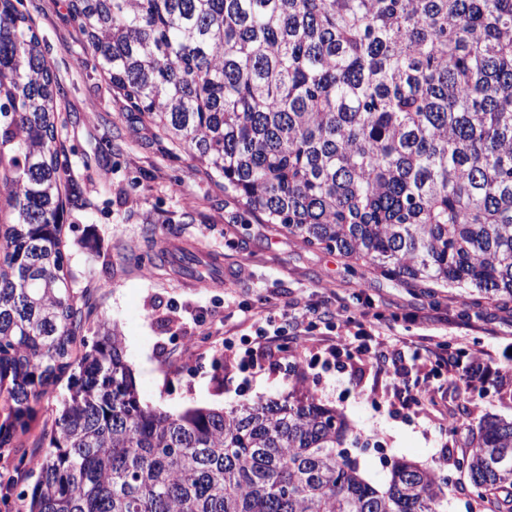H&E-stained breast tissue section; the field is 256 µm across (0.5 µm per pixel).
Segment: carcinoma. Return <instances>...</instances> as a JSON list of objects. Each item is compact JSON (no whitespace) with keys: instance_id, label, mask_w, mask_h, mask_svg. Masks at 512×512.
<instances>
[{"instance_id":"carcinoma-1","label":"carcinoma","mask_w":512,"mask_h":512,"mask_svg":"<svg viewBox=\"0 0 512 512\" xmlns=\"http://www.w3.org/2000/svg\"><path fill=\"white\" fill-rule=\"evenodd\" d=\"M112 85L266 224L351 267L512 300V0H68ZM60 87L0 0V457L32 403L70 392L0 472L27 512H441L448 479L405 459L375 485L345 420L311 393L159 411L122 338L71 288ZM129 379L128 389L106 381ZM477 512H512V418L464 426ZM33 480L21 491L18 485Z\"/></svg>"}]
</instances>
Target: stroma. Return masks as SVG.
<instances>
[{"mask_svg": "<svg viewBox=\"0 0 512 512\" xmlns=\"http://www.w3.org/2000/svg\"><path fill=\"white\" fill-rule=\"evenodd\" d=\"M45 44L61 95L58 140L87 205L68 210L63 239L75 290L92 289L95 320L122 337L125 360L144 403L170 413L192 407L232 409L280 401L285 341L272 342L262 371L243 379L235 362L212 368L228 336L255 338L260 317L287 318L289 334L305 338L296 364V392L312 391L341 413L353 433L377 441L384 456L359 453L361 471L383 484L385 459L436 466L454 448L449 425L475 424L487 414L512 417V301L457 288L412 286L379 272L350 273L346 259L245 214L240 201L195 170L184 150L127 112L85 51L67 0H18ZM175 242L224 260L219 288L187 287L181 271L160 265ZM374 326L375 359L343 353L359 324ZM431 351L421 372L438 373L436 354L468 358L481 351L493 368L470 391L446 382L434 406L403 402L388 370L394 350ZM339 348L335 367L308 368L311 356ZM441 466V465H438ZM442 512H469L471 498L452 464Z\"/></svg>", "mask_w": 512, "mask_h": 512, "instance_id": "obj_1", "label": "stroma"}]
</instances>
